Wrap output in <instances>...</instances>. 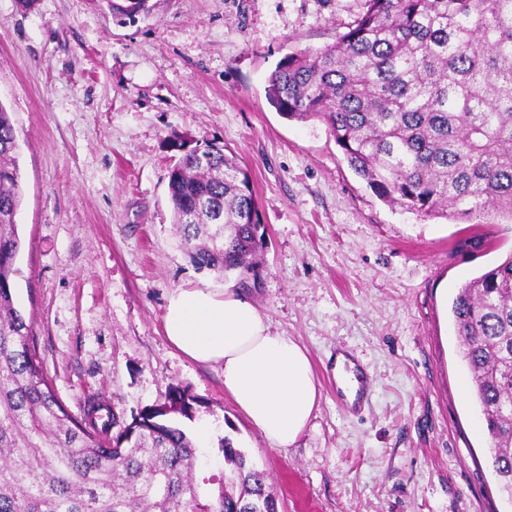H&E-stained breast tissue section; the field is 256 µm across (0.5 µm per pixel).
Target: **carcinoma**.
Listing matches in <instances>:
<instances>
[{
  "label": "carcinoma",
  "mask_w": 512,
  "mask_h": 512,
  "mask_svg": "<svg viewBox=\"0 0 512 512\" xmlns=\"http://www.w3.org/2000/svg\"><path fill=\"white\" fill-rule=\"evenodd\" d=\"M149 0H109L119 18ZM277 112L326 125L385 203L423 217L512 224V0H364L336 42L284 57L268 79ZM175 137L173 223L198 270L258 274L265 233L247 167L216 141ZM18 144L0 104V512H278L268 476L226 437L224 474L196 478L199 448L173 422L199 400L180 386L124 421L58 399L15 307L21 249ZM459 355L512 497V255L459 288Z\"/></svg>",
  "instance_id": "obj_1"
}]
</instances>
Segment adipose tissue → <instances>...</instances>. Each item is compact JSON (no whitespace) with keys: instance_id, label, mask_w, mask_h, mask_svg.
<instances>
[{"instance_id":"obj_1","label":"adipose tissue","mask_w":512,"mask_h":512,"mask_svg":"<svg viewBox=\"0 0 512 512\" xmlns=\"http://www.w3.org/2000/svg\"><path fill=\"white\" fill-rule=\"evenodd\" d=\"M164 332L186 359L222 366L225 393L270 446L289 447L306 429L321 397L307 351L271 331L241 291L174 289Z\"/></svg>"}]
</instances>
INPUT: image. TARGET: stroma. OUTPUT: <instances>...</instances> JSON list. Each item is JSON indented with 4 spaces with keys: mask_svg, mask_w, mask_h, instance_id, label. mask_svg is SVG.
<instances>
[{
    "mask_svg": "<svg viewBox=\"0 0 512 512\" xmlns=\"http://www.w3.org/2000/svg\"><path fill=\"white\" fill-rule=\"evenodd\" d=\"M0 0V104L19 145L17 307L72 412L96 398L124 419L169 386L199 398L178 418L221 474L232 438L269 476L279 512H512L488 463L480 409L462 392L452 301L512 254V224H457L381 201L317 120L269 104L289 53L334 43L364 0ZM218 140L246 165L267 247L245 294L307 350L322 393L286 449L224 391L219 365L187 360L163 315L181 286L236 287L197 270L173 222L169 139ZM369 371L357 415L327 372L337 349ZM112 12L116 17L134 19L141 13H147L150 10L149 0H109Z\"/></svg>",
    "mask_w": 512,
    "mask_h": 512,
    "instance_id": "obj_1",
    "label": "stroma"
}]
</instances>
